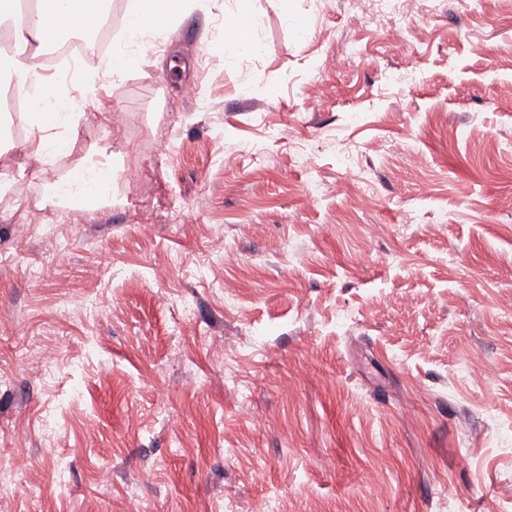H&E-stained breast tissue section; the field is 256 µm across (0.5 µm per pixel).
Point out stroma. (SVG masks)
<instances>
[{"instance_id":"1","label":"stroma","mask_w":512,"mask_h":512,"mask_svg":"<svg viewBox=\"0 0 512 512\" xmlns=\"http://www.w3.org/2000/svg\"><path fill=\"white\" fill-rule=\"evenodd\" d=\"M236 16L257 47L208 66ZM387 20L405 42L346 0H187L120 83L72 86L73 128L44 120L50 177L110 158L109 204L45 205L15 134L0 512H512V10Z\"/></svg>"}]
</instances>
